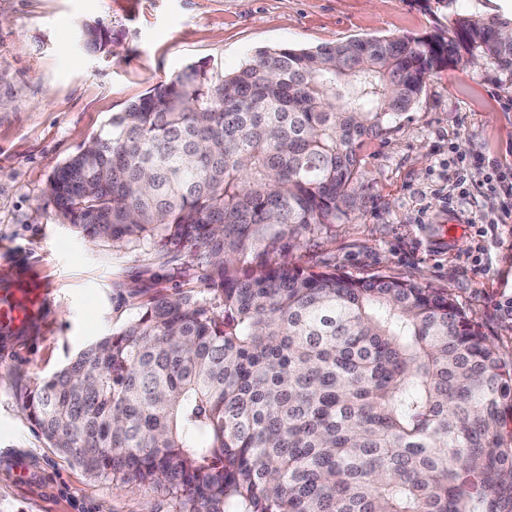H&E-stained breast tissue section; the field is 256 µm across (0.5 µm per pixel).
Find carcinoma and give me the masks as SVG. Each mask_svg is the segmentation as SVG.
I'll list each match as a JSON object with an SVG mask.
<instances>
[{
	"instance_id": "carcinoma-1",
	"label": "carcinoma",
	"mask_w": 512,
	"mask_h": 512,
	"mask_svg": "<svg viewBox=\"0 0 512 512\" xmlns=\"http://www.w3.org/2000/svg\"><path fill=\"white\" fill-rule=\"evenodd\" d=\"M110 51L100 22L79 30ZM512 76V17L189 65L50 178L94 242L184 253L202 288L156 294L19 394L58 452L172 512H512V362L444 292L304 269L267 247L336 223L359 148L426 80Z\"/></svg>"
}]
</instances>
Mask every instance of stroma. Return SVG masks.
<instances>
[{"instance_id":"35a3bbf8","label":"stroma","mask_w":512,"mask_h":512,"mask_svg":"<svg viewBox=\"0 0 512 512\" xmlns=\"http://www.w3.org/2000/svg\"><path fill=\"white\" fill-rule=\"evenodd\" d=\"M512 16V0H0V285L25 267L48 286L34 335L0 343V512H169L153 492L94 477L51 448L17 394L136 318L197 271L150 249L92 242L60 223L49 178L90 138L187 65L230 74L261 50L409 37L455 14ZM112 31L85 52L80 25ZM362 190L336 224L289 255L307 269L386 274L447 293L512 359V218L477 165L512 164V77L478 61L428 78L415 107L360 148ZM481 241L475 259L463 250Z\"/></svg>"}]
</instances>
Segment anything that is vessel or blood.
<instances>
[{
  "label": "vessel or blood",
  "instance_id": "b4317fda",
  "mask_svg": "<svg viewBox=\"0 0 512 512\" xmlns=\"http://www.w3.org/2000/svg\"><path fill=\"white\" fill-rule=\"evenodd\" d=\"M46 310L44 281L27 270H19L11 283L0 287V338L11 340L33 334Z\"/></svg>",
  "mask_w": 512,
  "mask_h": 512
}]
</instances>
